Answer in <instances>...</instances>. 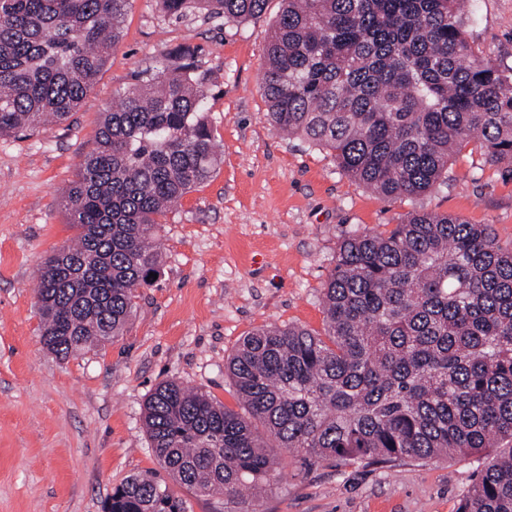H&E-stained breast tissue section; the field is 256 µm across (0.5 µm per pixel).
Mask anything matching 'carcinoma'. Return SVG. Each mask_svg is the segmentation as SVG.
Returning a JSON list of instances; mask_svg holds the SVG:
<instances>
[{
    "label": "carcinoma",
    "mask_w": 512,
    "mask_h": 512,
    "mask_svg": "<svg viewBox=\"0 0 512 512\" xmlns=\"http://www.w3.org/2000/svg\"><path fill=\"white\" fill-rule=\"evenodd\" d=\"M268 0H159L176 18L245 21ZM261 81L273 128L329 150L348 177L414 197L450 179L465 140L512 168V66L476 53L467 0H282ZM130 0H0V136L76 111L118 44ZM168 52L102 113L60 200L78 243L47 256L43 346L60 358L123 334L135 290L161 274L154 229L218 166L210 71ZM325 337L259 328L226 364L244 406L171 381L144 408L160 467L257 512L274 449L304 463L390 464L498 452L458 512H512V247L486 224L413 211L341 241L322 288ZM275 441L266 445L256 425ZM106 512H185L156 474L127 478Z\"/></svg>",
    "instance_id": "cac0c4a2"
}]
</instances>
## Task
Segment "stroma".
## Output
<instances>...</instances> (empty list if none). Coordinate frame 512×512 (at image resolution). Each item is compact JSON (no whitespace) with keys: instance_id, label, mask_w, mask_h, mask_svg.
I'll return each mask as SVG.
<instances>
[{"instance_id":"1","label":"stroma","mask_w":512,"mask_h":512,"mask_svg":"<svg viewBox=\"0 0 512 512\" xmlns=\"http://www.w3.org/2000/svg\"><path fill=\"white\" fill-rule=\"evenodd\" d=\"M281 0L245 22L165 15L132 0L122 37L79 109L26 136H0V512H103L115 486L157 470L143 428L162 383L243 406L225 365L254 329L295 324L321 335V290L345 235L391 231L413 210L490 225L512 244V170L479 141L451 179L417 197H384L342 174L333 156L279 135L261 95L264 48ZM468 40L512 66V0H473ZM182 45L219 72L208 98L220 163L163 218L161 276L137 288L123 336L68 359L40 342L39 263L78 231L59 200L76 178L102 112ZM280 477L259 512H457L474 457L394 465L311 466L277 451Z\"/></svg>"}]
</instances>
